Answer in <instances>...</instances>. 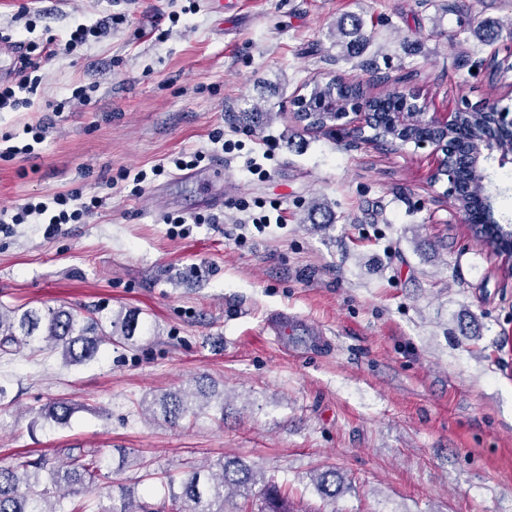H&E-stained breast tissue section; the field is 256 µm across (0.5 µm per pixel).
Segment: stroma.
Masks as SVG:
<instances>
[{
	"mask_svg": "<svg viewBox=\"0 0 512 512\" xmlns=\"http://www.w3.org/2000/svg\"><path fill=\"white\" fill-rule=\"evenodd\" d=\"M467 3L500 22L495 43L455 0H0V36L16 42L112 22L43 63L32 107L0 112L17 146L32 144L25 125H49L33 154L0 158V209L104 199L80 224L0 231V304L125 306L151 329L80 365L0 357V462L122 448L149 463L138 482L156 502L160 472L228 456L285 485L296 512H512V276L433 182L430 150L310 132L292 108L327 75L417 91L431 113L512 95V70L476 67L512 53V7ZM347 13L374 33L353 56L329 35ZM78 87L90 105L72 101ZM196 151L201 169L224 165L223 209L168 164ZM317 201L327 223L311 220ZM261 215L274 222L260 232ZM277 311L296 318L280 342L263 328ZM199 375L223 389V415L173 428L138 410ZM56 399L76 408L68 425L37 418ZM331 467L345 477L333 502L311 481Z\"/></svg>",
	"mask_w": 512,
	"mask_h": 512,
	"instance_id": "1",
	"label": "stroma"
}]
</instances>
